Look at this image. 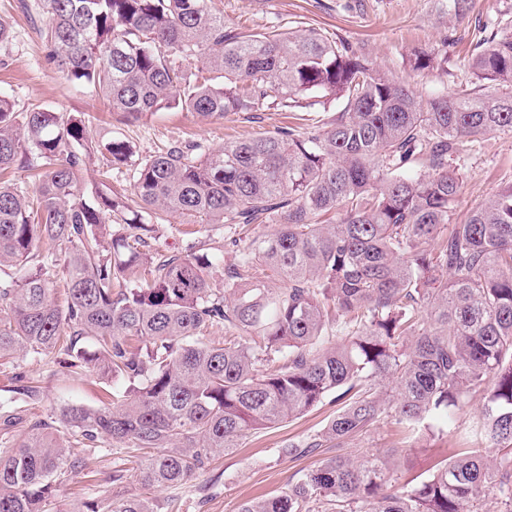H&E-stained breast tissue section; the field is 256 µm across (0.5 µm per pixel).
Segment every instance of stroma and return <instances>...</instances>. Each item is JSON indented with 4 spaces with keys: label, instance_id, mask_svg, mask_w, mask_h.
<instances>
[{
    "label": "stroma",
    "instance_id": "35a3bbf8",
    "mask_svg": "<svg viewBox=\"0 0 512 512\" xmlns=\"http://www.w3.org/2000/svg\"><path fill=\"white\" fill-rule=\"evenodd\" d=\"M224 12L228 27H258L277 24L294 31L316 29L322 35L340 37L363 47L372 61L385 72L405 80L418 95L454 89L471 81L467 61L474 49L475 26L491 24L503 15L512 16V0H476L463 22L449 21L442 0H215ZM0 20L12 31L10 54L0 65V91L15 101L18 110L39 105L84 113L91 137L120 138L145 158L158 149L194 143L215 148L224 142L246 139L266 131L291 125L289 113L228 112L219 120L206 121L196 114L176 110L147 116L134 124L112 119L92 93L71 88L56 73L47 58V49L38 30L41 20L25 11L22 0H0ZM448 49L447 70L411 71L407 60L416 52L440 47ZM463 194L460 210L476 206L495 193L503 182L512 179V133L498 131L478 137L462 164ZM181 217L160 224L145 235L143 253L202 252L210 241L222 240L224 230L190 235ZM33 388L36 400L17 397L21 388ZM126 383L115 377L99 381L83 371L61 368L55 354L21 353L0 360V399L17 397L29 420L57 417L68 403L89 408L100 407L107 392L124 391ZM335 399L280 427L259 431L243 441L232 453L214 459L186 484L146 490L135 470H124L114 480L123 459L132 449L113 453L110 440H101L99 448H80L76 454L80 466L59 481L49 512H70L71 508L95 500L100 508L134 496L152 498L157 512H238L250 498L271 496L313 468L319 454L297 460L281 456L285 443L298 441L322 428L338 410ZM483 411L481 396H472L454 416V434L444 432L410 436L390 419L377 422L366 434L343 448V455L357 457L368 452H388L393 456L394 476L398 484L426 478L440 463L473 447L468 436L471 425Z\"/></svg>",
    "mask_w": 512,
    "mask_h": 512
}]
</instances>
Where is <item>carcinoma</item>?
<instances>
[{"label":"carcinoma","instance_id":"1","mask_svg":"<svg viewBox=\"0 0 512 512\" xmlns=\"http://www.w3.org/2000/svg\"><path fill=\"white\" fill-rule=\"evenodd\" d=\"M473 5L448 0V18ZM33 7L56 72L121 123L162 110H342L135 160L124 141L92 140L84 114L20 112L0 91V173L20 165L35 178L30 193L0 181V359L57 352L127 382L107 405L66 404L60 427L37 420L0 448V512H47L78 468L71 448H136L143 486H177L333 393L341 408L282 455L343 448L382 417L430 432L476 393L481 445L399 487L386 455L324 457L239 512H512V181L456 218L465 147L512 132V20L480 29L477 81L425 101L359 47L316 30L226 27L214 0ZM410 66L444 69L448 53ZM95 159L133 167L138 209L110 188L86 194L80 173ZM141 209L157 224H222L235 244L254 224L277 229L245 243L220 292L210 269L221 247L147 257L143 237L112 231L146 230ZM223 326L237 335L210 339ZM109 512L156 510L135 496Z\"/></svg>","mask_w":512,"mask_h":512}]
</instances>
